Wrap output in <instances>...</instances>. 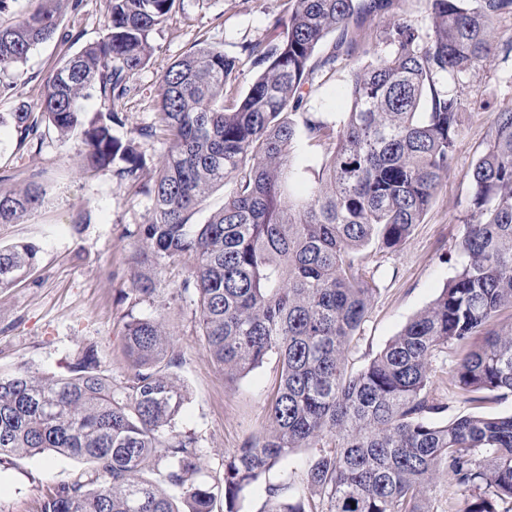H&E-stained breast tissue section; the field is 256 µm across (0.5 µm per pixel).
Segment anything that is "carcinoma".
<instances>
[{
	"label": "carcinoma",
	"instance_id": "carcinoma-1",
	"mask_svg": "<svg viewBox=\"0 0 512 512\" xmlns=\"http://www.w3.org/2000/svg\"><path fill=\"white\" fill-rule=\"evenodd\" d=\"M65 0L0 28V74L14 72L58 28ZM274 39L245 47L256 69L237 91L243 61L203 41L160 76L154 119L123 124L134 82L153 60L150 34L171 18L175 0H106L103 35L67 58L36 104L0 113L19 147L43 130L82 132L86 166L112 169L148 196L137 227L145 261L188 260L181 291L193 296L203 347L230 380L276 356L280 370L269 425L224 459V512H239L243 491L299 448H316L302 486L264 488L261 512H432L430 490L442 469L467 492L457 512H512V414H469L446 422L429 397L433 359L453 345L463 356L451 385L469 402L484 391L512 392V107L494 113L486 150L470 172L473 209L459 242L455 277L362 369L348 370L351 344L377 293L360 253L393 249L421 223L451 171L461 114L454 84L494 58L495 21L512 0H426L431 33L411 20L389 24L376 42L365 20L394 0H289ZM336 35L333 51L319 45ZM365 57L351 72L350 107L334 120L304 111L315 75L336 58ZM96 95L91 115L79 102ZM165 145L155 170L142 143ZM324 147L317 180L294 197L293 160L301 145ZM224 205L202 224L190 220L216 188ZM46 190L36 173L0 176V224L30 217ZM33 242L0 246V289L38 265ZM131 290L151 300L165 287L136 268ZM124 347L131 374L112 386L94 348L65 377L27 369L0 375V456L53 453L84 458L94 477L64 484L38 512H214L215 494L198 483L195 440L173 430L186 401L170 372L172 343L163 322L127 314ZM166 460L168 485L186 510L143 469Z\"/></svg>",
	"mask_w": 512,
	"mask_h": 512
}]
</instances>
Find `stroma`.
<instances>
[{
  "label": "stroma",
  "instance_id": "1",
  "mask_svg": "<svg viewBox=\"0 0 512 512\" xmlns=\"http://www.w3.org/2000/svg\"><path fill=\"white\" fill-rule=\"evenodd\" d=\"M288 8V0H176L171 20L151 35L154 62L142 71L125 124L115 127V135L151 123L161 70L195 44L217 41L226 54L242 56L245 46L267 36L269 20L287 15ZM105 15V0H82L79 7H66L53 38L35 47L15 72V88L0 98V113L34 104L60 62L98 39ZM359 64L356 58L337 60L330 80L315 81L309 111L331 117L343 111L350 73ZM460 91L470 108L462 115L452 169L442 178L422 223L400 247L372 246L363 253L378 291L353 338L352 370L363 368L455 275L457 245L472 210L468 174L486 146L493 112L512 104V55L497 53L476 76L462 79ZM18 141L13 126L0 128V173H40L47 194L26 223L0 224L1 244L31 241L40 248L36 272L0 291V373L27 368L59 377L91 347L113 385H125L130 375L122 337L127 312L160 317L173 341L172 372L188 391L175 429L197 441L196 481L218 485L225 458L266 426L279 372L276 357L246 377L225 381L223 371L203 349L191 298L179 289L187 262L160 266L166 288L153 300H141L130 290L133 232L148 218L151 200L129 192L112 170L87 171L80 134L62 138L49 132L32 150L18 149ZM457 359L458 350L451 346L434 361L437 373L430 395L445 404L443 419L469 413L511 414L512 395L488 392L483 401L469 403L456 393L448 373ZM93 474L92 463L72 456L2 459L0 512H36L48 491Z\"/></svg>",
  "mask_w": 512,
  "mask_h": 512
}]
</instances>
